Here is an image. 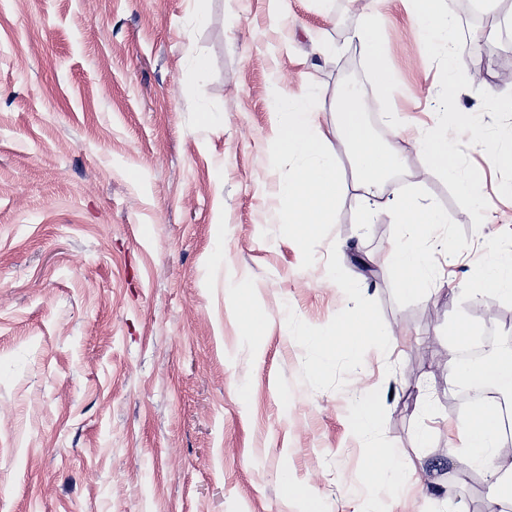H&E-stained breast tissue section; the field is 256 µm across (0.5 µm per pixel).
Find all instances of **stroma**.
<instances>
[{"instance_id":"35a3bbf8","label":"stroma","mask_w":512,"mask_h":512,"mask_svg":"<svg viewBox=\"0 0 512 512\" xmlns=\"http://www.w3.org/2000/svg\"><path fill=\"white\" fill-rule=\"evenodd\" d=\"M445 0L469 53L448 82L421 53L402 0H0V512H483L489 469L452 459L449 333L512 300L473 299L483 267L512 252V82L481 56L512 54V0ZM381 16L392 84L376 87L353 38ZM204 71L193 75L195 61ZM358 70L365 120L428 121L448 96L460 173L476 200L406 145L388 195L365 214L349 147L331 140L344 188L310 238L280 219L274 89L320 90L336 122ZM414 190L447 223L419 241L433 270L407 287L391 211ZM251 307L263 326L246 340ZM392 341L315 348L344 314ZM433 363L415 367L421 350ZM417 375H410V368ZM380 422L355 432L358 401ZM396 482L363 483L376 448Z\"/></svg>"}]
</instances>
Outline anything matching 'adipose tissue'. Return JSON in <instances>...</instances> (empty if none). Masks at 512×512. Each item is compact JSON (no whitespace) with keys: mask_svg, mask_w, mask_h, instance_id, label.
Wrapping results in <instances>:
<instances>
[{"mask_svg":"<svg viewBox=\"0 0 512 512\" xmlns=\"http://www.w3.org/2000/svg\"><path fill=\"white\" fill-rule=\"evenodd\" d=\"M406 4L416 22L424 55L440 62L445 71H452L462 51L456 23L445 9L444 0H406ZM354 37L375 71L377 85L387 87L391 76L385 66V41L379 19L370 17L355 31ZM318 96L313 88L299 94L277 89L267 103L269 112L276 118L271 163L276 166L288 160L294 164L287 180L279 186V194L285 202L283 219L301 235H310L336 219V202L343 184L336 158L329 151L330 140L334 137L343 140L354 154L359 187L367 206L376 204L391 170L399 167L404 144L409 139L421 148L437 170L454 179L461 196L474 197L482 174L477 170L463 177L457 174L454 127L448 122L453 104L444 102L435 106L432 124L416 128L413 136H406L404 127H396L393 143L383 145L365 122L361 95L348 97L330 132L317 124L315 101ZM393 217L396 223L407 228L409 239L408 245L393 251V262L407 275L409 287L424 290L429 283V269L415 242L431 226L447 223L448 217L439 209L420 205L413 193L398 199ZM498 448L497 415L479 408L461 425L452 456L482 466L495 456Z\"/></svg>","mask_w":512,"mask_h":512,"instance_id":"adipose-tissue-1","label":"adipose tissue"}]
</instances>
